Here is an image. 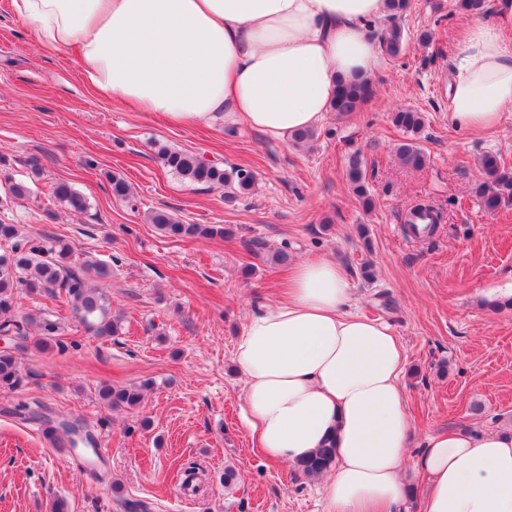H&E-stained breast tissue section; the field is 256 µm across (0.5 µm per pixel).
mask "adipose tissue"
Here are the masks:
<instances>
[{
  "mask_svg": "<svg viewBox=\"0 0 512 512\" xmlns=\"http://www.w3.org/2000/svg\"><path fill=\"white\" fill-rule=\"evenodd\" d=\"M39 45L75 52L102 98L176 124L240 123L273 140L319 125L337 82L379 62L371 23L387 0H12ZM466 24L451 60L448 118L495 127L512 112V0ZM332 258L295 264L282 297L246 321L234 352L253 439L273 462L335 451L325 512H392L405 466L423 512H512V430L442 432L409 455L406 356L385 323L349 311Z\"/></svg>",
  "mask_w": 512,
  "mask_h": 512,
  "instance_id": "1",
  "label": "adipose tissue"
}]
</instances>
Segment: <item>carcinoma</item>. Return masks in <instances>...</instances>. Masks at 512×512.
<instances>
[{
  "label": "carcinoma",
  "instance_id": "cac0c4a2",
  "mask_svg": "<svg viewBox=\"0 0 512 512\" xmlns=\"http://www.w3.org/2000/svg\"><path fill=\"white\" fill-rule=\"evenodd\" d=\"M390 13L377 32L378 46L382 53L396 57L404 50L406 38L399 20L409 8V0H389ZM372 83L368 79H341L331 101V110L339 116L358 112L372 98ZM392 123L408 134V138L396 148L400 161L413 168L426 164L427 157L416 137L424 127V116L414 110H398L392 113ZM157 157L170 171L183 179L200 185L215 183L231 185L240 193L248 194L257 183L256 175L241 167L228 170L219 164L207 163L197 155L172 150L162 146ZM483 180L475 192L483 209L497 211L502 203L512 199V168L502 164L491 153L479 160ZM347 178L353 194L365 208L373 205L367 182L365 166L359 156L350 158ZM54 197L73 211L86 209L85 198L66 183L54 188ZM443 214L431 204L412 206L405 223L418 235L436 231ZM150 222L164 234L179 238L234 237L233 227L221 224H184L170 212L158 210L150 215ZM112 267L105 261L84 252L74 253L70 244L59 238L45 239L25 235L21 225L0 219V334L11 336L14 346L0 350V390H14L22 384L23 375L17 353L28 349L30 331L37 333L35 345L54 346L66 350L75 341H65L64 327L60 318L46 312L21 313L20 290L37 294L68 305L75 319L95 338L109 339L119 335L121 320L112 314V301L108 291L99 282L109 278ZM98 400L110 409H134L143 398V387H119L102 383L97 388ZM37 420L47 425L50 445L54 448H74L79 440L88 446L95 445L91 434L79 436L81 426L62 421L58 424L43 415ZM335 449L321 448L310 459L299 465L301 471L312 476L332 466Z\"/></svg>",
  "mask_w": 512,
  "mask_h": 512
}]
</instances>
